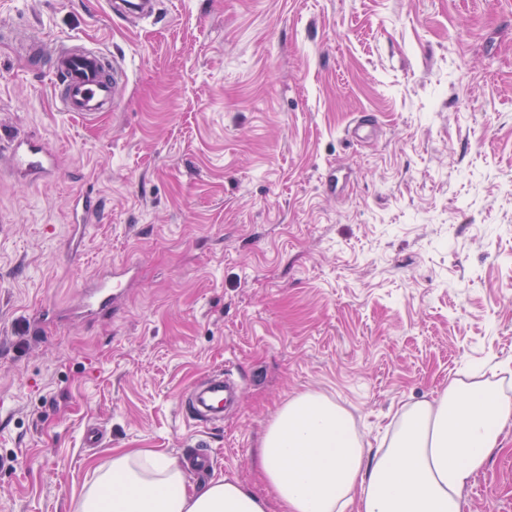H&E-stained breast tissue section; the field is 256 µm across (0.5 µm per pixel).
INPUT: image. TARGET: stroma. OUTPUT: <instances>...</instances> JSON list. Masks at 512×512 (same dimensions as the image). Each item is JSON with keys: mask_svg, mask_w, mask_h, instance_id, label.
Segmentation results:
<instances>
[{"mask_svg": "<svg viewBox=\"0 0 512 512\" xmlns=\"http://www.w3.org/2000/svg\"><path fill=\"white\" fill-rule=\"evenodd\" d=\"M76 41L125 67L112 111H60L33 66ZM13 133L57 175L18 172ZM121 263L112 317H72ZM489 357L512 363V0H162L137 23L0 0V512H77L135 449L214 451L211 480L281 512L254 453L291 396L331 399L375 447ZM227 365L242 398L196 430L180 397ZM464 512H512V427ZM72 224L79 226L88 224L95 217L97 204L91 193L80 195L72 205Z\"/></svg>", "mask_w": 512, "mask_h": 512, "instance_id": "1", "label": "stroma"}]
</instances>
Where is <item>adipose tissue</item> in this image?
I'll return each mask as SVG.
<instances>
[{
	"label": "adipose tissue",
	"mask_w": 512,
	"mask_h": 512,
	"mask_svg": "<svg viewBox=\"0 0 512 512\" xmlns=\"http://www.w3.org/2000/svg\"><path fill=\"white\" fill-rule=\"evenodd\" d=\"M464 372L430 399L406 405L386 440L365 447L346 411L315 392L288 400L256 450L282 512H462V493L512 426L500 381ZM78 512H269L237 479L186 488L177 458L151 450L113 455Z\"/></svg>",
	"instance_id": "1"
}]
</instances>
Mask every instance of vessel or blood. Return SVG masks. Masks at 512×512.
I'll use <instances>...</instances> for the list:
<instances>
[{"mask_svg":"<svg viewBox=\"0 0 512 512\" xmlns=\"http://www.w3.org/2000/svg\"><path fill=\"white\" fill-rule=\"evenodd\" d=\"M158 0H107L109 13L135 21L153 18ZM53 83L54 99L63 112H108L127 75L116 58L98 48L70 50L59 47L43 52ZM13 162L25 176L42 179L54 176L53 156L40 141L14 138ZM97 204L92 194L78 196L72 205V221L85 225L92 221ZM121 283L115 274L104 273L82 289L72 313L81 318H100L115 307ZM240 396V384L231 373L215 371L201 380L182 401V416L193 427L205 428L223 421L225 413Z\"/></svg>","mask_w":512,"mask_h":512,"instance_id":"1","label":"vessel or blood"}]
</instances>
